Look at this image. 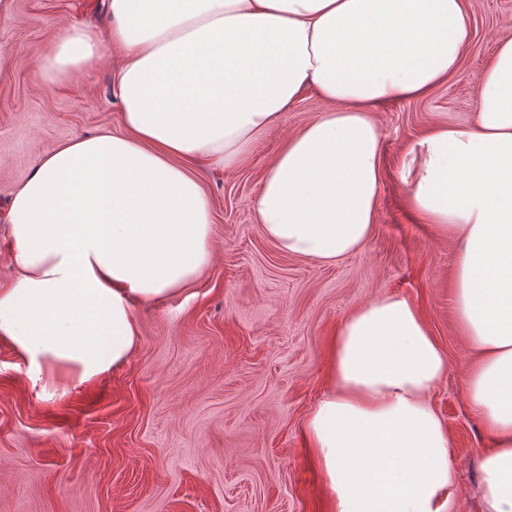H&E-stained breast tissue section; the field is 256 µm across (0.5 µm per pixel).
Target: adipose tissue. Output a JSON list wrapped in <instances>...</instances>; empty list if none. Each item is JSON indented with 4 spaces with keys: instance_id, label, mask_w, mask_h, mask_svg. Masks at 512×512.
Returning <instances> with one entry per match:
<instances>
[{
    "instance_id": "1",
    "label": "adipose tissue",
    "mask_w": 512,
    "mask_h": 512,
    "mask_svg": "<svg viewBox=\"0 0 512 512\" xmlns=\"http://www.w3.org/2000/svg\"><path fill=\"white\" fill-rule=\"evenodd\" d=\"M105 32L73 27L36 68L78 79L102 51L122 132L81 137L35 164L9 207L22 273L0 286V337L44 396L125 364L135 303L179 293L209 264L211 212L194 172L236 167L304 90L328 111L282 142L255 213L283 253L333 264L372 234L383 184L376 109L426 96L460 66L463 0H107ZM415 220L459 241V327L479 353L466 399L492 446L483 512H512V36L466 123L406 145ZM333 387L306 436L331 512H449L448 430L428 397L448 358L413 302L381 296L341 325Z\"/></svg>"
}]
</instances>
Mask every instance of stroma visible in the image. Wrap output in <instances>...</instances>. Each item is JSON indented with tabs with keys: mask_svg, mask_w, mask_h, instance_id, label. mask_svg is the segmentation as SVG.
<instances>
[{
	"mask_svg": "<svg viewBox=\"0 0 512 512\" xmlns=\"http://www.w3.org/2000/svg\"><path fill=\"white\" fill-rule=\"evenodd\" d=\"M460 68L423 98L379 108L384 182L373 233L334 264L280 252L257 224L264 168L286 136L327 105L305 92L235 168L196 170L211 209V260L178 294L137 305L138 346L102 379L45 398L0 339V512H330L304 427L333 386L332 342L360 306L413 301L448 357L430 404L448 429L457 475L450 512H480L479 460L490 446L465 397L478 354L461 333L455 240L416 223L397 174L406 143L475 110L480 72L512 36V0H465ZM103 0H14L0 18V284L13 193L68 141L120 131L111 53L77 82L34 63L73 26L104 27Z\"/></svg>",
	"mask_w": 512,
	"mask_h": 512,
	"instance_id": "35a3bbf8",
	"label": "stroma"
}]
</instances>
